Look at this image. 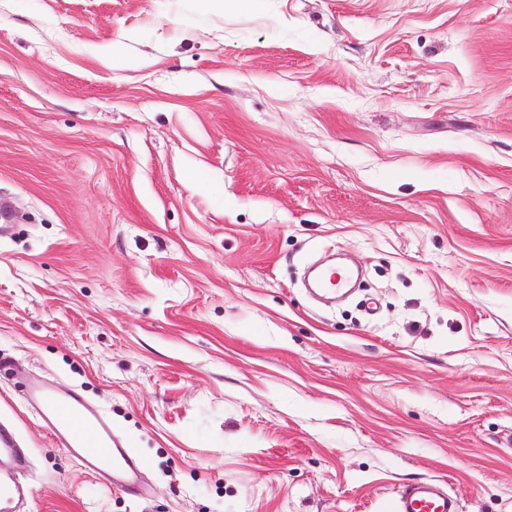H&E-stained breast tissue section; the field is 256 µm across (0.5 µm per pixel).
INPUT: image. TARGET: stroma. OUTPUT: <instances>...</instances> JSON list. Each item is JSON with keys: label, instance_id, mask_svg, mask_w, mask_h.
<instances>
[{"label": "stroma", "instance_id": "1", "mask_svg": "<svg viewBox=\"0 0 512 512\" xmlns=\"http://www.w3.org/2000/svg\"><path fill=\"white\" fill-rule=\"evenodd\" d=\"M1 424L25 512H512V0H0ZM34 397L41 403L43 418L53 424L54 437L90 470L112 474L138 465L131 448L115 442L111 429L85 408L79 393L57 395L37 390ZM389 508L390 512H460L458 498L435 480L409 485Z\"/></svg>", "mask_w": 512, "mask_h": 512}]
</instances>
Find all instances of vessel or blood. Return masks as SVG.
<instances>
[{"instance_id":"obj_1","label":"vessel or blood","mask_w":512,"mask_h":512,"mask_svg":"<svg viewBox=\"0 0 512 512\" xmlns=\"http://www.w3.org/2000/svg\"><path fill=\"white\" fill-rule=\"evenodd\" d=\"M41 403L42 416L54 426L53 433L64 447L95 472L112 473L137 466L131 449L118 445L111 429L103 420L90 413L79 393L61 395L35 391ZM29 488L16 470L0 471V512H17L27 501ZM390 512H460L459 500L434 480L409 485L390 506Z\"/></svg>"}]
</instances>
